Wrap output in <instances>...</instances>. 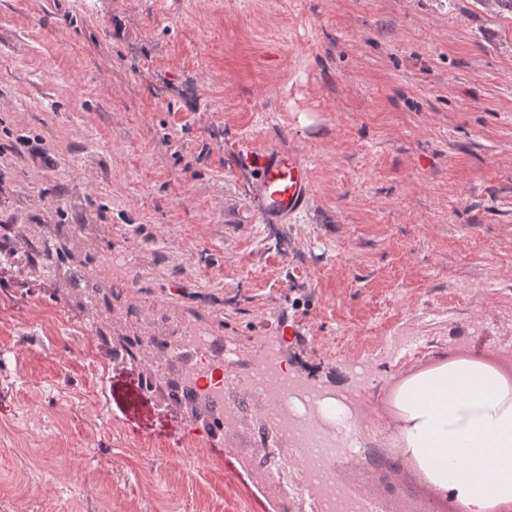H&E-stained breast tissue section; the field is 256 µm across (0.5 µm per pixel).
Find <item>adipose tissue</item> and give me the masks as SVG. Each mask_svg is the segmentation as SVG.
I'll use <instances>...</instances> for the list:
<instances>
[{
    "label": "adipose tissue",
    "instance_id": "ef3b65f1",
    "mask_svg": "<svg viewBox=\"0 0 512 512\" xmlns=\"http://www.w3.org/2000/svg\"><path fill=\"white\" fill-rule=\"evenodd\" d=\"M394 407L407 452L468 512L512 502V381L453 360L407 378Z\"/></svg>",
    "mask_w": 512,
    "mask_h": 512
}]
</instances>
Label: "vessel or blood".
<instances>
[{
  "label": "vessel or blood",
  "instance_id": "b4317fda",
  "mask_svg": "<svg viewBox=\"0 0 512 512\" xmlns=\"http://www.w3.org/2000/svg\"><path fill=\"white\" fill-rule=\"evenodd\" d=\"M313 191L310 170L298 153L269 144L257 154V174L249 192L268 223L278 224L298 212Z\"/></svg>",
  "mask_w": 512,
  "mask_h": 512
}]
</instances>
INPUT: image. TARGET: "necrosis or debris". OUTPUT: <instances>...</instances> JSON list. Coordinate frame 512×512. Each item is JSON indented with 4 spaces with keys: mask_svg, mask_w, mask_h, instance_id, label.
<instances>
[{
    "mask_svg": "<svg viewBox=\"0 0 512 512\" xmlns=\"http://www.w3.org/2000/svg\"><path fill=\"white\" fill-rule=\"evenodd\" d=\"M138 342L154 359L145 386L160 384L169 399L189 397L212 408L225 437L238 432L245 408L259 410L251 450L235 457L273 512H297L302 500L313 512H384L381 497L348 485L335 467L392 423V393L369 405L360 390H331L292 375L273 348L244 349L228 339L216 350L211 336L198 328L142 336ZM236 383L242 386L241 400L227 399L226 386Z\"/></svg>",
    "mask_w": 512,
    "mask_h": 512,
    "instance_id": "4bbe7bcc",
    "label": "necrosis or debris"
}]
</instances>
